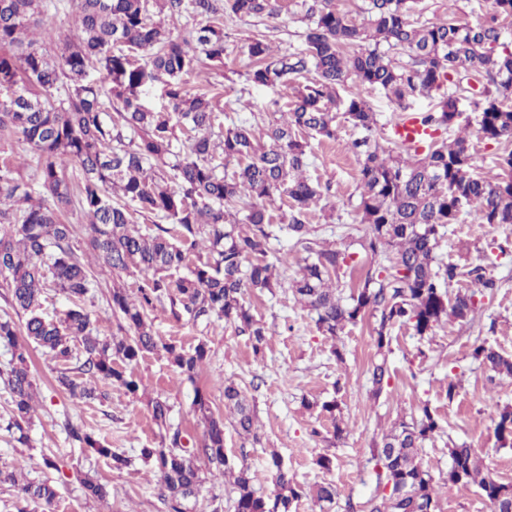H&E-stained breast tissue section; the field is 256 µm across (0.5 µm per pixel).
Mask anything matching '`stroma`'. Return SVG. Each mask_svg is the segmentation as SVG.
I'll list each match as a JSON object with an SVG mask.
<instances>
[{"label": "stroma", "instance_id": "stroma-1", "mask_svg": "<svg viewBox=\"0 0 512 512\" xmlns=\"http://www.w3.org/2000/svg\"><path fill=\"white\" fill-rule=\"evenodd\" d=\"M301 0H285L279 18L225 17L228 35L223 65L191 74L187 86L194 92L220 95L235 101L243 88L250 61L245 40L265 33L274 49L291 51L302 45L305 25ZM423 16L432 22L454 18L475 22L492 9V0H423ZM357 133L340 123L332 142L312 140L308 174L330 184L334 214L314 206L310 218L320 236L344 247L355 223L354 207L359 195L357 158L348 144ZM512 239V225L480 228L473 217L452 224L440 243L439 254L459 264H483L501 281L495 295L483 297L473 322L451 321L439 327L431 341H420L411 328L391 332L389 352L379 353L372 320L347 326L337 338L319 332L309 311L296 303L290 290L248 294L246 303L254 317L271 330L262 352H254L248 337L232 327H211L175 320L169 312L155 311L154 328L162 339L185 347L207 340L210 347L197 383L180 377L157 355L141 359L135 373L151 394L167 398L170 418L193 436L203 434L191 408L195 389H202L215 409H223L221 383L231 380L256 404L258 441L224 428V451L236 463H245L254 489L263 495L273 488L267 462L278 452L296 481L309 487L330 482L338 492L334 512H347V503L363 505L376 491L372 461L375 441L402 418L417 414L420 406L436 410L444 436L425 441L422 463L429 471L441 504V512H489L476 486L449 485V444L472 448L484 469L501 482L512 484V446L494 435L492 418L497 407L512 406V379H491L489 371L471 357L475 339H482L502 354L512 356V248L500 251ZM339 347L343 360H336L332 347ZM386 362L389 378L379 396H372L368 382L374 363ZM30 368L36 380L37 410L29 429L28 445H20L7 431L5 415L9 395L0 386V470H13L17 461L26 464L32 480L51 479L58 497L53 512H166L162 488L154 472L138 458L142 447L152 445L157 431L145 401L132 399L123 389L93 380L105 393L104 401L89 403L72 399L57 381L50 357L42 350L30 352ZM458 384L454 399H447L449 381ZM338 400L345 432L332 437L333 425L319 405ZM106 437L113 450L131 460L128 467L113 468L111 461L97 457L68 439L65 422ZM326 455L331 469L316 460ZM54 468H47L46 460ZM90 472L107 482L111 495L103 501L86 499L78 481Z\"/></svg>", "mask_w": 512, "mask_h": 512}]
</instances>
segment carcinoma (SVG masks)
Returning a JSON list of instances; mask_svg holds the SVG:
<instances>
[{"label":"carcinoma","mask_w":512,"mask_h":512,"mask_svg":"<svg viewBox=\"0 0 512 512\" xmlns=\"http://www.w3.org/2000/svg\"><path fill=\"white\" fill-rule=\"evenodd\" d=\"M68 1L78 7L77 35L51 56L37 46L53 34L42 0H0V287L19 317H0V342L13 348L11 360L0 365V382L10 396L6 428L17 442L27 443L35 412L32 348L65 365L57 381L79 401L106 398L82 381L86 375L140 398L145 388L131 365L148 354L163 356L196 382L207 343L187 350L163 341L151 318L159 308L178 320L229 324L259 352L269 329L244 295L280 287L268 252L283 231L303 254L291 293L314 314L316 329L333 339L370 316L380 350L391 344L396 325L428 338L450 318L474 320L479 298L496 291L483 266L447 262L437 249L448 225L464 215L484 228L512 225V149L499 157L506 176H487L473 168L471 143L473 134L512 142V49L501 42L512 0H493L492 13L476 23L430 22L420 0H369L361 22L335 0H303L304 48L279 53L263 34L245 44L250 85L291 90L287 110L269 122L264 141L247 120L223 124L220 100L191 93L183 76L207 62L224 63V15L276 18L281 0H57L54 10ZM187 14L200 17L201 26L172 37L170 26ZM92 70L102 81L90 78ZM474 74L481 77L475 90L481 119L473 133L448 141L438 132L459 117V95L472 89ZM158 84L167 105L154 111L143 95ZM366 88L383 91L402 112L411 99L435 100L417 113L429 130L422 149L379 144ZM338 114L360 133L349 146L358 158L356 220L361 246L381 259L347 301L332 287L346 251L327 245L309 223L323 191L305 171L310 143L304 135L336 140ZM15 137L33 152L28 180L6 149ZM278 199L286 209L274 216L269 207ZM132 205L149 226L133 222ZM70 209L87 224L67 223ZM83 230L82 250L74 240ZM130 275L139 277L134 294L123 281ZM101 276L112 280L108 304L116 320V331L104 338L85 308ZM464 280L466 286L454 289ZM50 291L74 307L58 318L45 315L42 299ZM472 357L495 375L512 377V357L485 341L475 339ZM387 375L386 361L373 365V394ZM223 393L238 435L257 439L245 392L230 381ZM146 403L158 443L140 449V457L159 475L169 512H191L186 502L196 495L204 466L233 478V512H295L308 496L320 512H332L336 487L307 491L275 452L269 459L274 489L256 494L249 467L231 465L224 451V415L200 391L192 402L204 426L199 443L171 423L167 399L150 396ZM336 410L335 399L321 404L339 439ZM493 422L498 441L512 442V406L497 409ZM65 429L80 447L118 468L127 465L106 439L71 423ZM439 430L426 404L419 417L399 421L382 437L372 453L377 494L366 502L367 512H440L433 478L420 460L423 443ZM448 454V484L476 485L484 498L512 507V486L483 471L472 449L454 446ZM0 482L46 512L58 496L48 479L20 483L11 471L0 472ZM81 488L90 500L108 496L106 485L89 475Z\"/></svg>","instance_id":"carcinoma-1"}]
</instances>
